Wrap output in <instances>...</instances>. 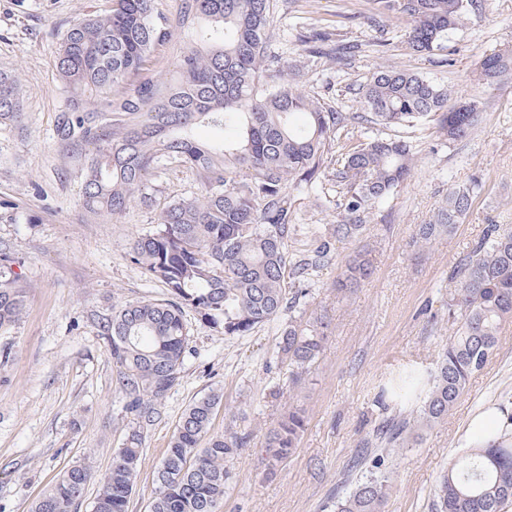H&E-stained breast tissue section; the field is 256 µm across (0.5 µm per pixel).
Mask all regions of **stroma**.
Masks as SVG:
<instances>
[{
	"label": "stroma",
	"instance_id": "stroma-1",
	"mask_svg": "<svg viewBox=\"0 0 512 512\" xmlns=\"http://www.w3.org/2000/svg\"><path fill=\"white\" fill-rule=\"evenodd\" d=\"M186 0H156L174 29L159 46L150 73L162 88L177 81L180 54L195 43L201 20H184ZM267 75L293 70L302 89L341 112H357L356 91L380 67L406 70L479 103L466 140L450 143L429 124L388 129L410 143L414 175L370 211L356 240L333 244V259L314 272L296 319L324 318L330 333L318 360L302 377L277 356L285 319L247 336H226L186 311L190 327L182 377L144 430V455L128 512H150L153 480L185 408L210 391L223 394L211 433L248 435L226 463L231 480L217 512H333L336 487L375 425L379 386L406 364L432 366L453 334L446 303L450 275L490 224L512 226V74L494 83L476 79L483 54L512 48V0H478L437 55L402 48L410 24L381 14L375 0H273ZM111 0H0V71L14 74L22 96L21 123L0 127V250L25 288L18 321L0 330V512H31L35 500L67 468L91 467L79 512H91L101 477L126 436L130 420L113 382L112 357L96 318L122 303L161 299L163 284L130 259L134 239L152 230L160 209L199 190L188 170L159 172L153 206L131 202L117 218L81 205L89 149L58 139L67 109L54 67L62 33ZM331 33L356 45L349 60L312 57L301 37ZM480 179L472 206L452 236L416 241L450 185ZM304 232L289 244L303 254L308 227L331 231L343 211L330 182L291 196ZM367 248L372 278L342 295L334 284L345 261ZM512 406V324L496 355L469 380L447 418L416 447L393 455L394 475L383 512H431L440 474L474 444L467 428L487 407ZM307 424L292 457L268 469L267 431L293 407Z\"/></svg>",
	"mask_w": 512,
	"mask_h": 512
}]
</instances>
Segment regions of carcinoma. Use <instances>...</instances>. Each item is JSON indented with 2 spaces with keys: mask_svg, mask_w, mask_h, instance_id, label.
Segmentation results:
<instances>
[{
  "mask_svg": "<svg viewBox=\"0 0 512 512\" xmlns=\"http://www.w3.org/2000/svg\"><path fill=\"white\" fill-rule=\"evenodd\" d=\"M155 2L112 0L109 12L73 21L55 57L69 99L58 134L92 146L81 198L87 210L117 216L134 198L152 202L151 178L159 169H190L200 182L197 196L167 203L156 229L132 244V261L164 284L167 298L115 306L97 318L132 426L101 478L93 512H128L144 452L143 428L181 377L185 309L226 336H248L293 312L309 295L303 284L332 259L331 238H359L369 210L411 179L409 144L391 137L357 140L355 125L433 122L454 143L468 138L478 121L476 101L459 102L447 87L405 70L374 71L358 88L360 114L315 100L294 79L268 82L264 59L272 0H188L187 10L210 22L200 34L207 48L183 51L180 80L162 93L148 63L173 31ZM378 6L407 18L406 48L431 57L445 49L448 34L476 8V0H378ZM328 41L329 33L319 31L306 39L309 52L318 55ZM511 67L512 51L492 52L482 58L477 80L492 81ZM126 83L130 87L114 92ZM20 112L19 86L0 72V125L16 122ZM103 112H124L134 122L117 131L100 120ZM202 123L241 133L203 145L191 135ZM335 144L341 153L329 169ZM243 170L249 179L241 182ZM322 176L336 186L344 219L329 237L309 228L311 249L297 256L289 252L299 231L290 196ZM478 188L477 180L450 186L434 221L418 225L416 240L429 243L453 233ZM11 264L1 251L0 328L16 322L23 308L24 289L18 277L8 275ZM372 274L370 259L359 252L345 263L335 288L350 291ZM452 279V339L431 369H404L381 389L376 407L382 420L363 441L354 475L337 488L335 512H382L390 455L447 417L470 377L497 351L502 329L512 322V229L488 225ZM328 330L321 319L305 326L290 319L278 338V355L305 371L320 355ZM222 401L213 392L182 413L156 472L150 512H216L231 480L225 462L247 445V436L236 432L209 436ZM504 419L499 434L470 448L439 476L435 512L512 508V413ZM305 426L301 408L277 420L266 439L270 466L294 454ZM90 478L88 464L72 465L39 496L32 512H77Z\"/></svg>",
  "mask_w": 512,
  "mask_h": 512,
  "instance_id": "cac0c4a2",
  "label": "carcinoma"
}]
</instances>
